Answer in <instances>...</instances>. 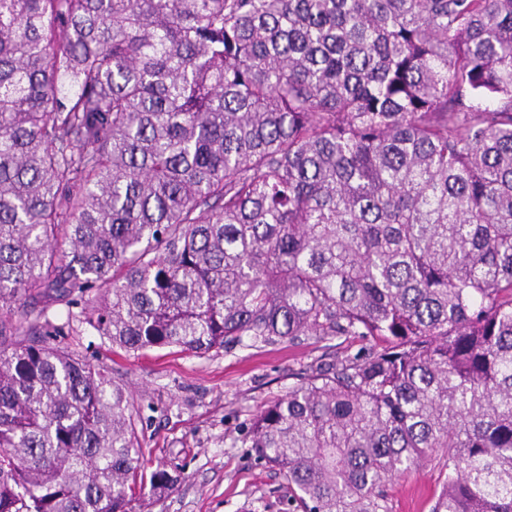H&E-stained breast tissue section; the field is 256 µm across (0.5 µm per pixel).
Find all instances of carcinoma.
<instances>
[{"label":"carcinoma","mask_w":512,"mask_h":512,"mask_svg":"<svg viewBox=\"0 0 512 512\" xmlns=\"http://www.w3.org/2000/svg\"><path fill=\"white\" fill-rule=\"evenodd\" d=\"M60 308L370 341L242 445L298 512H390L440 449L431 512H512V0H0V512H135L176 477Z\"/></svg>","instance_id":"1"}]
</instances>
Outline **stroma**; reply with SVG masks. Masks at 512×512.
Here are the masks:
<instances>
[{
    "label": "stroma",
    "instance_id": "obj_1",
    "mask_svg": "<svg viewBox=\"0 0 512 512\" xmlns=\"http://www.w3.org/2000/svg\"><path fill=\"white\" fill-rule=\"evenodd\" d=\"M54 323L55 344L109 372L131 392L145 472H180L175 489L149 512H293V493L279 472L237 439L255 414L312 370L370 347L348 336H304L205 355L175 347L133 351L111 347L65 315ZM443 458L435 453L390 485L391 512H431L445 480Z\"/></svg>",
    "mask_w": 512,
    "mask_h": 512
}]
</instances>
